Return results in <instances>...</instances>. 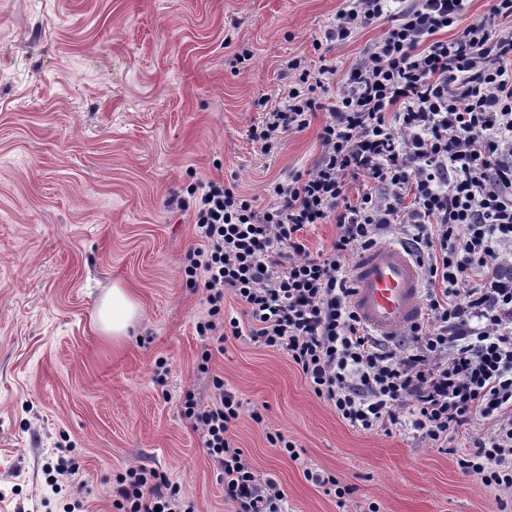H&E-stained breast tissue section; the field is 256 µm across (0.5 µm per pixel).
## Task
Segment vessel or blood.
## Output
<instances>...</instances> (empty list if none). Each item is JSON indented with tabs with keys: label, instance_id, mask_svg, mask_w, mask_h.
<instances>
[{
	"label": "vessel or blood",
	"instance_id": "1",
	"mask_svg": "<svg viewBox=\"0 0 512 512\" xmlns=\"http://www.w3.org/2000/svg\"><path fill=\"white\" fill-rule=\"evenodd\" d=\"M352 278L355 311L375 334L389 338L420 321L421 271L406 247L389 242L363 253Z\"/></svg>",
	"mask_w": 512,
	"mask_h": 512
}]
</instances>
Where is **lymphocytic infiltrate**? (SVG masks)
I'll use <instances>...</instances> for the list:
<instances>
[{
  "instance_id": "1",
  "label": "lymphocytic infiltrate",
  "mask_w": 512,
  "mask_h": 512,
  "mask_svg": "<svg viewBox=\"0 0 512 512\" xmlns=\"http://www.w3.org/2000/svg\"><path fill=\"white\" fill-rule=\"evenodd\" d=\"M349 0L315 49L348 39L384 15L392 25L344 76L322 62L289 61L296 80L263 109L255 141L271 149L328 117L311 168L271 184L266 206L210 180L190 185L198 246L184 260L188 286L208 292L199 336L250 333L285 353L317 398L359 431L390 430L410 415L418 437L443 443L481 416L459 466L512 493V0L463 23L466 0ZM454 27L450 39L439 31ZM337 93H329V82ZM363 181L357 200L348 181ZM335 219L329 249L302 237ZM411 227V254L426 278V317L393 346L351 305V268L390 226ZM244 306L224 314V296ZM209 402L186 395L183 415L203 436L233 512H288L277 482L254 470L231 429L243 403L212 379ZM116 512H195L155 468L115 479Z\"/></svg>"
}]
</instances>
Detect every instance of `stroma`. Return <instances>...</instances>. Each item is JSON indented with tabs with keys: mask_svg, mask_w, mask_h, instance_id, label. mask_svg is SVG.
<instances>
[{
	"mask_svg": "<svg viewBox=\"0 0 512 512\" xmlns=\"http://www.w3.org/2000/svg\"><path fill=\"white\" fill-rule=\"evenodd\" d=\"M346 5L0 0V512H60L46 466L61 454L79 466L69 490L87 512H113L116 475L140 464L179 485L196 512H231L182 414L186 395L209 399L216 375L244 403L235 446L279 483L290 512H499L498 491L457 464L483 419L445 450L405 427L358 431L285 354L196 331L207 292L185 284L198 242L180 206L186 189L222 181L262 206L272 182L311 168L325 111L268 152L250 133L293 84L289 60L318 64L313 43ZM389 25L336 45L337 75ZM245 49L251 59L231 66ZM115 283L141 304L117 343L91 327ZM271 433L292 440L299 460L273 448ZM307 468L357 491L338 503Z\"/></svg>",
	"mask_w": 512,
	"mask_h": 512,
	"instance_id": "35a3bbf8",
	"label": "stroma"
}]
</instances>
